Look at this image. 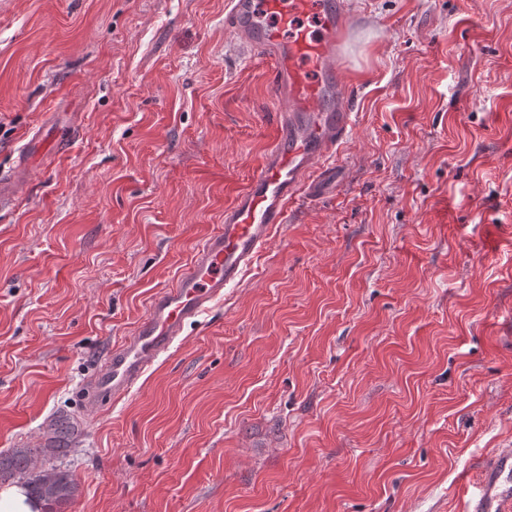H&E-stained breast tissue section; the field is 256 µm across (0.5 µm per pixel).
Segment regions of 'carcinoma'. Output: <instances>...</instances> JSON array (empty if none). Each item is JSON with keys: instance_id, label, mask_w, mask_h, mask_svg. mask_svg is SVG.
I'll list each match as a JSON object with an SVG mask.
<instances>
[{"instance_id": "carcinoma-1", "label": "carcinoma", "mask_w": 512, "mask_h": 512, "mask_svg": "<svg viewBox=\"0 0 512 512\" xmlns=\"http://www.w3.org/2000/svg\"><path fill=\"white\" fill-rule=\"evenodd\" d=\"M71 432L70 422L57 419L50 426L44 447L0 453V484L21 485L29 496L46 506L45 512H66L75 498L76 483L67 470L54 465V460Z\"/></svg>"}]
</instances>
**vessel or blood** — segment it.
Wrapping results in <instances>:
<instances>
[{
	"mask_svg": "<svg viewBox=\"0 0 512 512\" xmlns=\"http://www.w3.org/2000/svg\"><path fill=\"white\" fill-rule=\"evenodd\" d=\"M224 25L272 63L269 94L282 105L272 143L225 208L220 230L195 249L173 286L152 296L146 315L87 383L88 408L128 396L185 327L241 280L277 225L287 223L307 178L326 173L351 122L339 78L351 26L342 0H227ZM469 483L468 512H512V448L480 463Z\"/></svg>",
	"mask_w": 512,
	"mask_h": 512,
	"instance_id": "vessel-or-blood-1",
	"label": "vessel or blood"
}]
</instances>
